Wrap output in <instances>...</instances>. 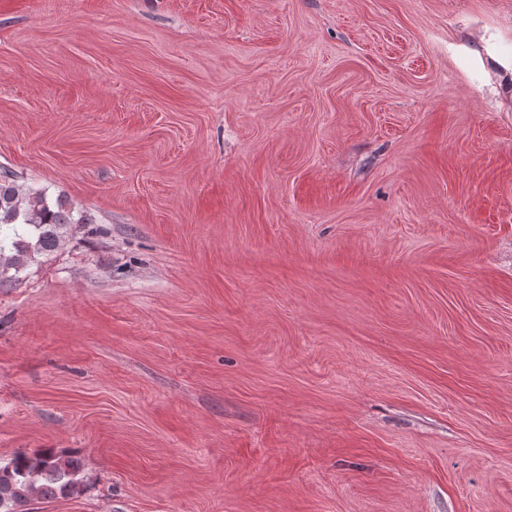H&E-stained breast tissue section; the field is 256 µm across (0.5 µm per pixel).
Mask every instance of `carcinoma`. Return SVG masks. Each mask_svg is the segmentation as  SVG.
Here are the masks:
<instances>
[{
    "label": "carcinoma",
    "mask_w": 512,
    "mask_h": 512,
    "mask_svg": "<svg viewBox=\"0 0 512 512\" xmlns=\"http://www.w3.org/2000/svg\"><path fill=\"white\" fill-rule=\"evenodd\" d=\"M73 208L46 189L23 188L13 173L0 171V286L18 280L30 263L57 251L73 225ZM80 460L53 450L18 452L0 462V512H25L32 497L54 499L83 491Z\"/></svg>",
    "instance_id": "carcinoma-1"
}]
</instances>
